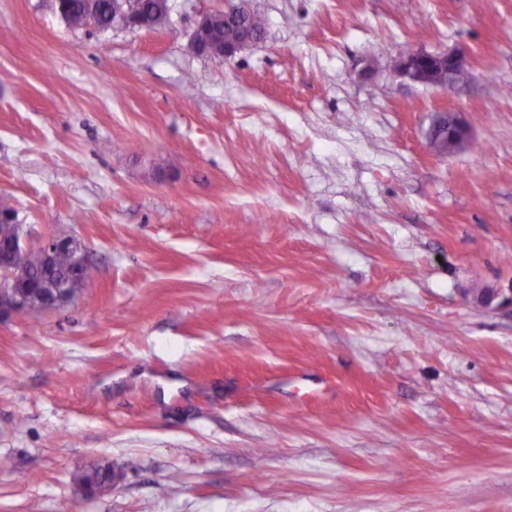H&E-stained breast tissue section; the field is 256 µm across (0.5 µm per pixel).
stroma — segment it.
<instances>
[{"instance_id": "35a3bbf8", "label": "stroma", "mask_w": 512, "mask_h": 512, "mask_svg": "<svg viewBox=\"0 0 512 512\" xmlns=\"http://www.w3.org/2000/svg\"><path fill=\"white\" fill-rule=\"evenodd\" d=\"M238 4L262 38L195 54ZM170 5L0 0V194L92 264L0 323V512H512V306L467 298L512 288V0ZM411 50L470 81L400 77ZM64 0H55V8L62 13ZM64 23L71 29L94 24L98 29L112 28L119 10L133 11L158 26L166 24L170 14L169 0H66ZM232 9L216 8L200 13L193 32V42L197 51L214 59H228L250 46L254 40L245 37L238 41L224 42V36L236 37L247 33L253 39H260L264 30L263 19L256 13L249 11L236 12L232 15H219L212 22V35L216 40L224 42L223 51L213 49L206 40V22L209 14L215 11L228 12ZM447 69L448 74L443 76L448 86L441 85L436 80V73L439 70ZM398 74L410 81L430 87H443L451 89L453 86L464 81L465 75L453 77L458 73H466L464 59L454 53L431 54L411 50L400 57L396 65ZM450 114L453 119L448 125V131L444 130L440 138L430 137L429 147L438 155H447L464 148L471 140V131L468 122L462 112L448 110L436 114Z\"/></svg>"}]
</instances>
